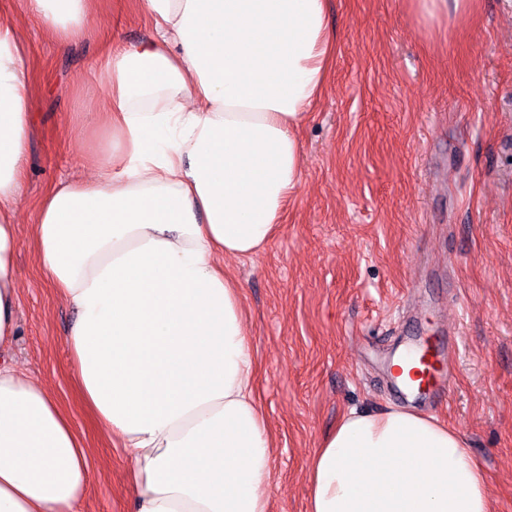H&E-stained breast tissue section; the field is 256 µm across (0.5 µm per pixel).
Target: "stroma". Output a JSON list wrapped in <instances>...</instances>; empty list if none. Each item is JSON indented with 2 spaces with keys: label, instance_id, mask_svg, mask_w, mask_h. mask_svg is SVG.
Masks as SVG:
<instances>
[{
  "label": "stroma",
  "instance_id": "obj_1",
  "mask_svg": "<svg viewBox=\"0 0 512 512\" xmlns=\"http://www.w3.org/2000/svg\"><path fill=\"white\" fill-rule=\"evenodd\" d=\"M113 37L152 24L136 0H102ZM332 71L299 136L302 182L267 248L226 261L241 286L254 382L275 439L269 512H307L313 452L350 409L395 406L387 360L405 328L450 336L456 377L433 417L483 466L493 512H512V0L427 46L404 0H329ZM34 132L19 201L79 178L104 138L75 131L108 93L97 33L27 43ZM14 354L85 433L90 479L76 512H129L127 459L81 408L66 337L75 320L31 242Z\"/></svg>",
  "mask_w": 512,
  "mask_h": 512
}]
</instances>
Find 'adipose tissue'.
<instances>
[{"label": "adipose tissue", "instance_id": "1", "mask_svg": "<svg viewBox=\"0 0 512 512\" xmlns=\"http://www.w3.org/2000/svg\"><path fill=\"white\" fill-rule=\"evenodd\" d=\"M98 0H27L77 40ZM154 38L113 40L108 101L79 127L111 133L83 178L50 187L29 235L78 318L74 384L125 451L132 512H268L273 440L252 384L228 259L260 253L302 177L297 129L336 50L327 0H138ZM477 0H408L424 42ZM0 12V512H74L89 482L68 409L14 359L15 254L29 139V63ZM308 512H491L459 433L405 407L350 410L317 449Z\"/></svg>", "mask_w": 512, "mask_h": 512}]
</instances>
